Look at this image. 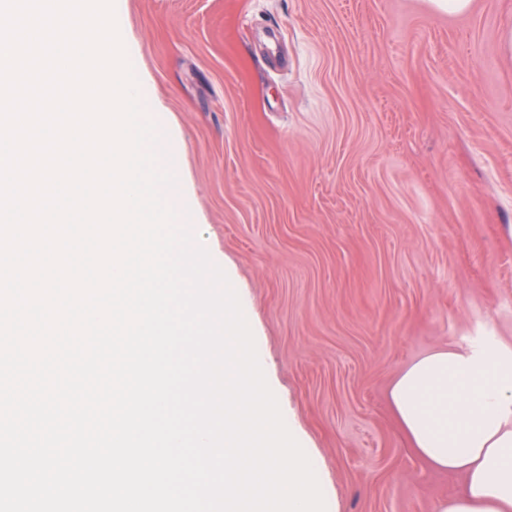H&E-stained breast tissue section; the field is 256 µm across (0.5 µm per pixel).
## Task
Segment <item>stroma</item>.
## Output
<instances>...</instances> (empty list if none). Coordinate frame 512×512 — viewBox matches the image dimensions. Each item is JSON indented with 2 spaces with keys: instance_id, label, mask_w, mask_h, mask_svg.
I'll use <instances>...</instances> for the list:
<instances>
[{
  "instance_id": "1",
  "label": "stroma",
  "mask_w": 512,
  "mask_h": 512,
  "mask_svg": "<svg viewBox=\"0 0 512 512\" xmlns=\"http://www.w3.org/2000/svg\"><path fill=\"white\" fill-rule=\"evenodd\" d=\"M118 2L339 512H435L463 480L387 391L439 346L512 344V0Z\"/></svg>"
}]
</instances>
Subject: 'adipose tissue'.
<instances>
[{"mask_svg":"<svg viewBox=\"0 0 512 512\" xmlns=\"http://www.w3.org/2000/svg\"><path fill=\"white\" fill-rule=\"evenodd\" d=\"M388 399L417 456L464 478L436 512H512V346L434 349L401 370Z\"/></svg>","mask_w":512,"mask_h":512,"instance_id":"adipose-tissue-1","label":"adipose tissue"}]
</instances>
